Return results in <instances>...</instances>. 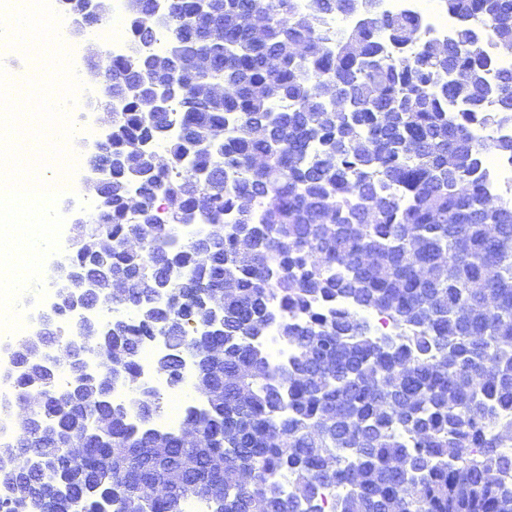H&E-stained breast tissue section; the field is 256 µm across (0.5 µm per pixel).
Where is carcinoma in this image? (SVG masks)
<instances>
[{
  "mask_svg": "<svg viewBox=\"0 0 512 512\" xmlns=\"http://www.w3.org/2000/svg\"><path fill=\"white\" fill-rule=\"evenodd\" d=\"M165 2L181 68L152 49L156 0H134L127 57L88 60L103 76L111 150L98 161L112 160V185L75 225L70 259L97 283L87 302L135 320L64 340L74 377L80 340L103 358L74 389L35 359L58 320L13 343L5 376L29 417L12 451L31 463L0 473V512H126L132 490L144 512H181L189 497L207 512H512V201L486 207L479 175L512 138L470 133L512 123V69L493 70L490 52H512V0H443L460 24L438 50L415 16L335 32L355 0ZM143 83L178 88L171 112L129 93ZM335 93L350 112L332 109ZM354 306L398 333L371 334ZM274 322L285 364L255 342ZM161 334L170 354L155 367L175 385L188 351L204 382L185 414L202 430L194 446L146 433L108 396L111 381L137 383ZM172 467L184 483L154 494Z\"/></svg>",
  "mask_w": 512,
  "mask_h": 512,
  "instance_id": "cac0c4a2",
  "label": "carcinoma"
}]
</instances>
